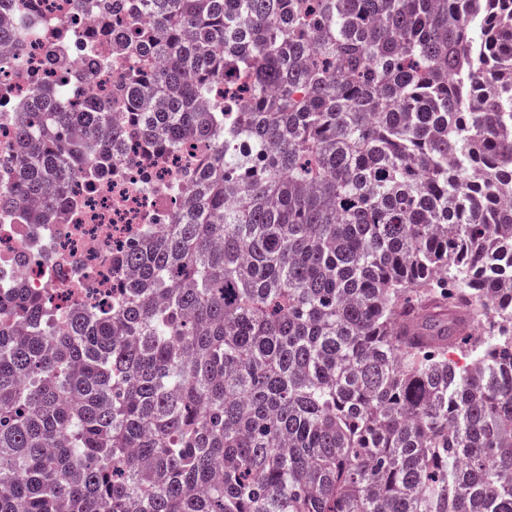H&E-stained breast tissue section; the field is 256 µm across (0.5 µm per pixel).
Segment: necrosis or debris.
<instances>
[{"label": "necrosis or debris", "mask_w": 512, "mask_h": 512, "mask_svg": "<svg viewBox=\"0 0 512 512\" xmlns=\"http://www.w3.org/2000/svg\"><path fill=\"white\" fill-rule=\"evenodd\" d=\"M83 0H12L9 20L26 29L20 64L0 70V182L10 179L15 149L14 118L30 91L69 84L74 68L87 69L90 83L74 87L79 96L111 93L123 79L126 61L114 56L112 38L100 33L95 5ZM64 36L68 68L48 64L44 39ZM120 174L96 173L77 183V209L54 224H0V286L21 283L48 289L58 312L73 305L105 304L112 298V249L144 225L169 223L180 202L188 170L184 161L150 164L135 142L124 144Z\"/></svg>", "instance_id": "1"}]
</instances>
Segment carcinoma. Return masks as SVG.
<instances>
[{"label": "carcinoma", "instance_id": "carcinoma-1", "mask_svg": "<svg viewBox=\"0 0 512 512\" xmlns=\"http://www.w3.org/2000/svg\"><path fill=\"white\" fill-rule=\"evenodd\" d=\"M99 19L123 111L32 91L0 213L57 220L111 123L194 137L189 202L61 327L0 287V512H512V0Z\"/></svg>", "mask_w": 512, "mask_h": 512}]
</instances>
